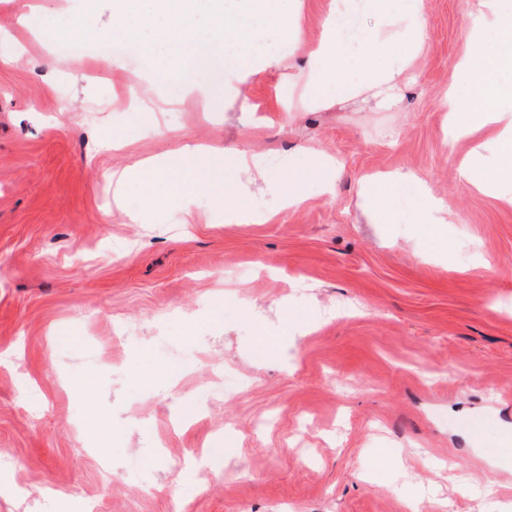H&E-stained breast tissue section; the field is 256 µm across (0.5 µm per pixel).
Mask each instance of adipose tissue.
Listing matches in <instances>:
<instances>
[{
	"label": "adipose tissue",
	"instance_id": "1",
	"mask_svg": "<svg viewBox=\"0 0 512 512\" xmlns=\"http://www.w3.org/2000/svg\"><path fill=\"white\" fill-rule=\"evenodd\" d=\"M241 2L222 0L217 5L213 0H194L197 14L204 18L203 25L169 28L173 45L191 46L188 65L206 66L220 58L234 71L245 70L269 24L290 41L302 44V31L295 20L297 7L289 0H259L258 7L250 12L242 10ZM174 7L175 0H119L106 34L140 42L151 19L171 18ZM372 14L380 16V27L363 30V17ZM467 33L474 49L462 56L455 68L467 72L472 84L467 96H459L452 86L442 99L448 114V134L478 136L463 176L478 191L512 205V0H476ZM425 39L422 0H331L323 34L310 48L297 78L301 107L317 108L322 100L321 88L330 85L337 97L365 94L379 107L397 108L396 81L414 68ZM353 50L360 56L361 74L356 81L347 74ZM463 106L468 112L461 118L457 112ZM229 166L234 177L220 178L209 152L184 146L168 159L146 163L139 180L145 191L143 201L152 206L160 200L150 187L162 170L168 176V190L162 199L166 203L175 205L205 191L216 207L223 209L225 221L264 224L272 219V212L255 211L248 205L250 187L258 180H265L280 210L298 207L304 201L307 182L318 183L327 193L334 190V162L315 153L309 156L304 172L291 170L270 181L264 172L251 168L245 153H238ZM415 178L413 171L397 169L376 174L363 187V202L374 210L379 223L392 221L385 203L387 190Z\"/></svg>",
	"mask_w": 512,
	"mask_h": 512
}]
</instances>
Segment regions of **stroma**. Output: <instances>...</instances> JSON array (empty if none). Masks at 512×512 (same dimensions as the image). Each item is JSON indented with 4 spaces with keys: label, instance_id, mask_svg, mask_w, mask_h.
I'll return each instance as SVG.
<instances>
[{
    "label": "stroma",
    "instance_id": "obj_1",
    "mask_svg": "<svg viewBox=\"0 0 512 512\" xmlns=\"http://www.w3.org/2000/svg\"><path fill=\"white\" fill-rule=\"evenodd\" d=\"M64 37L41 33L32 2ZM329 0H304L281 66L180 78L164 31L102 70L82 54L112 0H0V512H512L494 444L512 432V207L475 191L440 107L474 0H425L426 48L396 112L357 97L289 103ZM137 87L141 111L129 109ZM339 161L266 224L212 198H112L183 145ZM414 171L376 223L364 181ZM454 219L416 234L421 187ZM223 316L212 321L213 305ZM315 319L284 326V309ZM159 448L167 464L133 463ZM218 449L207 473L194 455Z\"/></svg>",
    "mask_w": 512,
    "mask_h": 512
}]
</instances>
